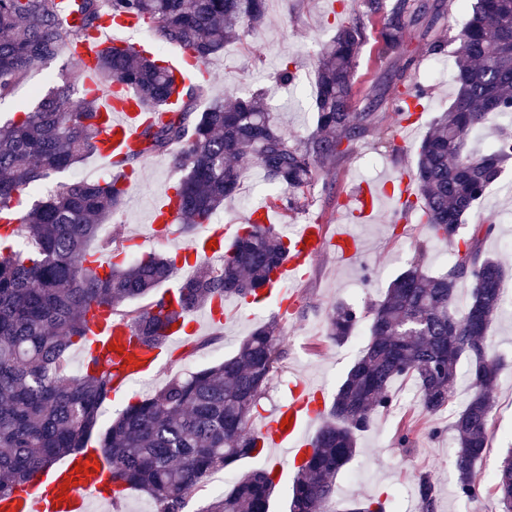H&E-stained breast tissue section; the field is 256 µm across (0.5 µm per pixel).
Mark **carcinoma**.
<instances>
[{
    "label": "carcinoma",
    "mask_w": 512,
    "mask_h": 512,
    "mask_svg": "<svg viewBox=\"0 0 512 512\" xmlns=\"http://www.w3.org/2000/svg\"><path fill=\"white\" fill-rule=\"evenodd\" d=\"M268 0H71L68 21L60 0H0V100L11 97L27 75L65 47L86 40L103 23L135 16L149 25L158 46L177 45L205 64L239 39V29L262 23ZM467 21L456 38L448 110L432 123L418 149L409 186L431 236L447 241L452 260L430 275L415 261L396 276L382 298L359 309L339 301L326 314V336L346 341L363 320L367 344L326 407L312 449L296 466L289 512H318L335 494L336 477L354 458L360 435L380 410L391 408V385L407 378L417 388L422 413L448 407L460 360L472 362V393L451 423L456 482L461 495L482 493L475 467L490 444L493 400L500 362L489 355L487 330L507 303L504 269L483 242L495 222L486 218L456 238L463 218L512 161V126L500 127L482 152L467 149L470 133L490 114L512 115V0H457ZM438 8L424 0H363V10L343 9L336 32L319 53L314 110L316 127L303 140L284 133L261 92L225 94L203 111L205 85L177 77L157 49L107 45L98 59L102 86L118 81L152 113L137 143L116 162L121 170L101 181L56 183L24 214L13 207L23 190L95 155L100 135L98 102L81 90L72 105L70 85L36 94L30 110L0 125V498L32 481L58 459L74 457L90 443L111 461L112 497L128 488L145 492L156 512H183L187 497L217 471L255 456L252 429L261 400L284 359L277 320L256 328L237 352L213 366L173 377L153 394L127 405L109 426L101 410L112 393V360L90 359L70 373L68 351L89 342L87 316L106 309L150 348H161L176 321L186 325L212 298L259 302L258 292L290 249L275 225L246 222L224 250L220 267L198 261L196 272L174 294L139 305L159 288L175 259L148 253L136 261H112L114 239L101 236L118 214L128 172L144 159L175 153L181 176L173 185L180 219L191 230L212 223L224 199L239 189L241 159L253 160L265 180L284 191L270 206L288 217L303 207L304 188L319 182L373 129L391 130L422 105L424 87L413 85L398 111L353 110L354 68L367 23H381L382 53L404 48L407 26ZM321 183V182H319ZM328 204L333 185L321 183ZM32 242L19 249L22 234ZM98 242L99 249L89 250ZM470 283V301L455 309L458 289ZM274 483L267 470L250 472L213 500L207 512H269ZM499 512H512V452L493 476ZM419 512H437L432 476L416 481ZM345 512H386L380 499L355 502Z\"/></svg>",
    "instance_id": "obj_1"
}]
</instances>
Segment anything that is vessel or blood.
<instances>
[{
    "mask_svg": "<svg viewBox=\"0 0 512 512\" xmlns=\"http://www.w3.org/2000/svg\"><path fill=\"white\" fill-rule=\"evenodd\" d=\"M101 47V42L88 40L78 50L86 86L94 84L95 60ZM101 112V154L115 160L125 152L127 145L137 140L145 125L143 113L134 97L118 84L105 93ZM379 198L378 186H360L351 198L353 215L371 218ZM177 217L178 206L169 197L156 205L152 222L157 227L170 228ZM227 231L223 224L202 225L193 244L182 251L186 263L192 265L197 258L220 254ZM292 240L294 249L277 273L276 281L280 284L302 278L326 249H333L337 257L345 261L358 258L360 253L355 235L342 231L329 239L319 224L299 225ZM89 336L95 350L110 353L112 370L124 385L153 372L163 357L160 351L149 352L139 347L130 329L112 320L105 310L91 320ZM321 412L322 401L317 392L301 383L294 385L288 402L275 408L258 427L260 445L267 450L279 449L292 459H300L311 447L305 428L318 421ZM109 478L110 469L101 450L89 448L47 472L42 479L41 491L18 490L0 500V512H89L90 494Z\"/></svg>",
    "mask_w": 512,
    "mask_h": 512,
    "instance_id": "vessel-or-blood-1",
    "label": "vessel or blood"
}]
</instances>
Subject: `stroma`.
Segmentation results:
<instances>
[{
	"label": "stroma",
	"mask_w": 512,
	"mask_h": 512,
	"mask_svg": "<svg viewBox=\"0 0 512 512\" xmlns=\"http://www.w3.org/2000/svg\"><path fill=\"white\" fill-rule=\"evenodd\" d=\"M334 5L335 0H270L264 23L246 29L237 42L225 46L223 54L209 61L205 82L208 98H222L231 90H262L278 124L293 138H305L314 128L315 70L321 45L334 34ZM404 49L415 63L393 89L379 98L376 110L385 114L396 111L398 93L410 84L425 86L424 108L408 126L398 127L392 135L374 129L357 142L353 152L329 174L336 183L339 202H346L362 184L379 183L385 177L396 178L414 169L417 149L432 120L454 99L451 74L430 73L434 59L426 51L421 26L409 25ZM285 62L296 71L295 82L288 86L275 81L277 70ZM396 66L395 58L382 54L377 29H369L356 58L357 93L371 92L378 75ZM176 176L169 154L151 157L139 165L138 176L126 192L125 205L109 228L115 240L132 241L136 255H171L192 243L194 236L190 233L169 240L149 230L150 212ZM510 185L512 167L502 183L491 187L477 202L459 232L468 234L474 224L494 217L497 231L485 241L484 250L502 262L512 282V250L504 247L505 242L512 241V196L506 191ZM392 212L388 206L373 219L348 223L350 231L365 245L371 274H364L358 265L339 261L333 250H326L304 280L293 286L294 301H284L275 294L260 307L231 304V320L196 335L194 344L175 347L172 355L148 375L147 389H160L174 375L205 367V359L198 354L201 343L221 346L222 356H232L255 326L279 316L283 319L281 342L287 356L261 401L263 410L287 401L292 387L301 379L319 385L325 396H332L363 343L358 339L340 345L329 341L324 335L328 308L337 301L366 305L378 300L388 283L414 259H421L429 273L444 269L440 255L448 250V243L430 238L425 224L415 215L391 225ZM487 337L492 355L504 361L492 391L493 438L476 465L477 471L490 476L512 449V305L505 306L493 319ZM469 368V360H462L450 402L435 416L421 413L411 380L394 382L393 393L402 399L401 413L388 410L375 415L370 429L359 439L357 455L338 474L336 495L326 512H345L354 502L386 493L392 494L399 512H418L415 478L423 472L430 473L437 483L438 512H497L491 488H484L479 498L469 500L460 495L456 483L450 423L467 401ZM407 426L412 433L408 445L402 446L397 435Z\"/></svg>",
	"instance_id": "35a3bbf8"
}]
</instances>
